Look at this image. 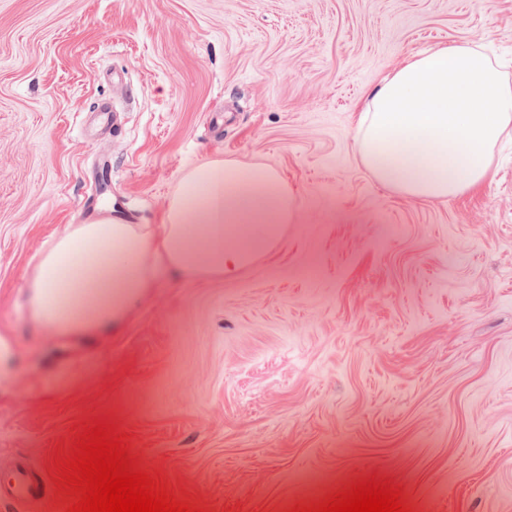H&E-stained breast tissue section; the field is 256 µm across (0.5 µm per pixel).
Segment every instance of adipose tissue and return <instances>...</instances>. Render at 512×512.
<instances>
[{
	"label": "adipose tissue",
	"mask_w": 512,
	"mask_h": 512,
	"mask_svg": "<svg viewBox=\"0 0 512 512\" xmlns=\"http://www.w3.org/2000/svg\"><path fill=\"white\" fill-rule=\"evenodd\" d=\"M512 125V85L468 43L407 61L369 96L358 136L381 183L416 199L480 185ZM293 216L271 168L215 160L188 172L160 231L104 218L72 225L42 254L26 286L34 316L87 341L120 328L162 275L233 277L277 241Z\"/></svg>",
	"instance_id": "ef3b65f1"
}]
</instances>
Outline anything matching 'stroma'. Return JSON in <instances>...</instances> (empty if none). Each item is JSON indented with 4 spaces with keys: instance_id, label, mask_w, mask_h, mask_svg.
I'll use <instances>...</instances> for the list:
<instances>
[{
    "instance_id": "stroma-1",
    "label": "stroma",
    "mask_w": 512,
    "mask_h": 512,
    "mask_svg": "<svg viewBox=\"0 0 512 512\" xmlns=\"http://www.w3.org/2000/svg\"><path fill=\"white\" fill-rule=\"evenodd\" d=\"M457 42L512 84V0H0V475L46 470L30 512L79 502L62 466L97 420L193 512H295L372 478L407 512H512V128L441 200L356 147L368 94ZM212 160L292 197L250 267L167 274L93 361L32 318L54 239L112 209L161 224ZM16 368V347L12 337L0 336V386Z\"/></svg>"
}]
</instances>
